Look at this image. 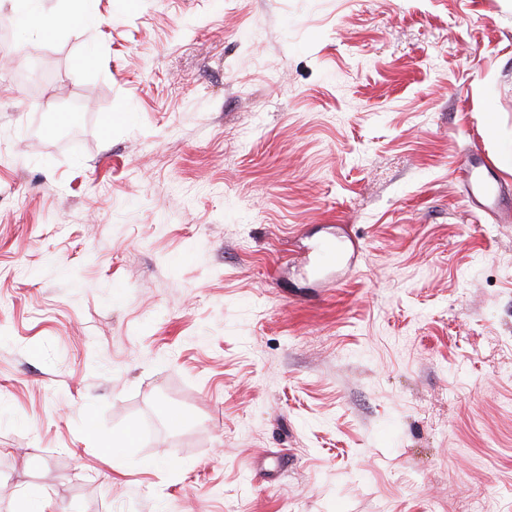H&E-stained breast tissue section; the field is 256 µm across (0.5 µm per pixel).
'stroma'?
I'll return each mask as SVG.
<instances>
[{"mask_svg": "<svg viewBox=\"0 0 512 512\" xmlns=\"http://www.w3.org/2000/svg\"><path fill=\"white\" fill-rule=\"evenodd\" d=\"M1 21L0 512H512V0Z\"/></svg>", "mask_w": 512, "mask_h": 512, "instance_id": "obj_1", "label": "stroma"}]
</instances>
